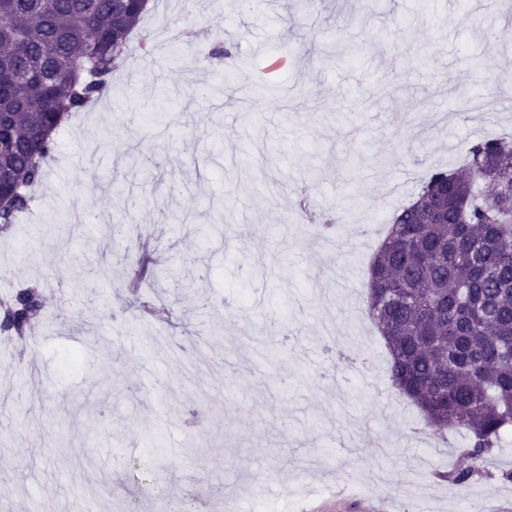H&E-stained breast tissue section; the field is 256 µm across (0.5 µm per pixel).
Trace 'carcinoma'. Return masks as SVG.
Segmentation results:
<instances>
[{
    "instance_id": "cac0c4a2",
    "label": "carcinoma",
    "mask_w": 512,
    "mask_h": 512,
    "mask_svg": "<svg viewBox=\"0 0 512 512\" xmlns=\"http://www.w3.org/2000/svg\"><path fill=\"white\" fill-rule=\"evenodd\" d=\"M143 2L0 0L1 232L28 210L65 120L109 91ZM134 273L163 275L145 255ZM368 316L398 393L495 467L512 426V140L471 141L460 169L433 170L395 212L370 267ZM44 321L33 287L0 302V335Z\"/></svg>"
}]
</instances>
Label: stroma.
<instances>
[{"label":"stroma","instance_id":"stroma-1","mask_svg":"<svg viewBox=\"0 0 512 512\" xmlns=\"http://www.w3.org/2000/svg\"><path fill=\"white\" fill-rule=\"evenodd\" d=\"M205 2L163 7L193 17L196 52L174 43L146 68L138 27L124 60L144 70L137 88L111 85L109 109L60 131L30 209L53 211L63 190L93 222L0 233V298L39 285L54 319L0 342V512H145L126 476L142 463L199 512H260L292 492L314 512H362L369 496L397 512L417 484L430 512L512 502V446L470 470L465 437H438L398 394L365 315L394 210L432 170L462 165L473 139L512 133V111L488 116L512 96L499 66L512 29L494 0L466 21L464 0ZM200 79L210 95L185 94ZM301 195L335 210L327 237L308 231ZM90 239L105 251L88 266ZM144 253L165 275L135 288L127 271ZM326 328L372 359L345 394L313 371ZM182 345L237 363L229 391L201 397L173 358ZM153 368L167 377L160 403L139 384Z\"/></svg>","mask_w":512,"mask_h":512}]
</instances>
